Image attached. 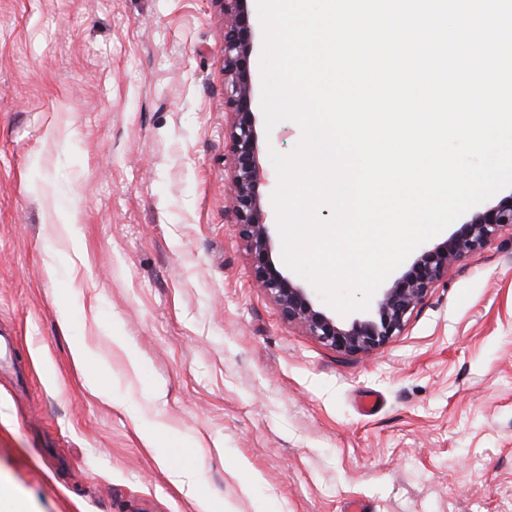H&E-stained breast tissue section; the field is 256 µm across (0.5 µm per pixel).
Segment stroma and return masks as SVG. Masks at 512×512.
I'll return each mask as SVG.
<instances>
[{
	"label": "stroma",
	"instance_id": "1",
	"mask_svg": "<svg viewBox=\"0 0 512 512\" xmlns=\"http://www.w3.org/2000/svg\"><path fill=\"white\" fill-rule=\"evenodd\" d=\"M229 154L215 0H0V481L26 512H512V234L343 355L256 287ZM71 352L74 365L92 385L96 386L98 393L104 397H112L111 388L97 381V371L101 363L93 357L89 347L84 342H76Z\"/></svg>",
	"mask_w": 512,
	"mask_h": 512
}]
</instances>
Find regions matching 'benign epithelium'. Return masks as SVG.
Here are the masks:
<instances>
[{
    "instance_id": "benign-epithelium-1",
    "label": "benign epithelium",
    "mask_w": 512,
    "mask_h": 512,
    "mask_svg": "<svg viewBox=\"0 0 512 512\" xmlns=\"http://www.w3.org/2000/svg\"><path fill=\"white\" fill-rule=\"evenodd\" d=\"M216 2L225 16V104L231 114L230 200L236 224L254 261L255 280L278 305L284 320L300 325L325 346L348 355L378 351L403 331L415 307L451 265L482 249L503 232H512V195L477 211L440 244L418 251L409 269L380 289L367 316L342 321L318 309L307 289L284 275L272 258L270 216L260 192L267 182V173L258 144L255 90L249 67L257 45L246 0Z\"/></svg>"
}]
</instances>
